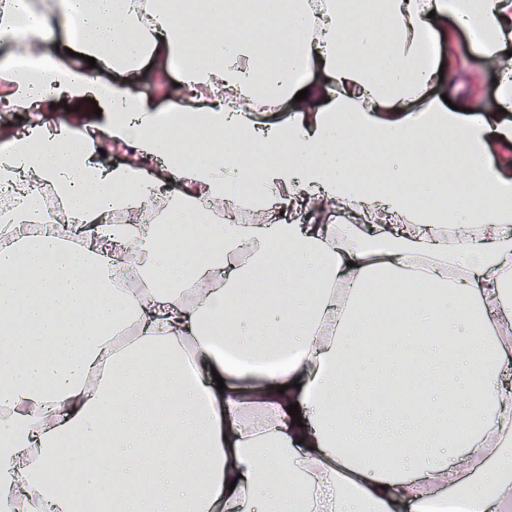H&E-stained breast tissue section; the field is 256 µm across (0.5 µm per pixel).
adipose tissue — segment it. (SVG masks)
I'll list each match as a JSON object with an SVG mask.
<instances>
[{
    "label": "adipose tissue",
    "mask_w": 512,
    "mask_h": 512,
    "mask_svg": "<svg viewBox=\"0 0 512 512\" xmlns=\"http://www.w3.org/2000/svg\"><path fill=\"white\" fill-rule=\"evenodd\" d=\"M371 8L369 0H245L224 27L222 0H210L195 55L190 22L169 0H0L6 33L20 18L34 38L75 18L81 25L63 53L28 44L27 71L0 61L8 109L94 99L109 115L102 137L134 153L104 165L100 137L42 122L0 146V185L16 190L0 212V512H243L261 488L263 512H427L456 471L480 474L462 489L473 512L491 503L512 512V124L470 113L457 87L447 101L434 98L441 61L429 50L442 43L495 59L498 105L512 112V0H380L385 30ZM133 26L147 38L115 53ZM257 27L270 40L255 37ZM476 29L483 40L459 45L457 34ZM272 40L281 67L254 80ZM74 52L111 79L90 78ZM149 57L179 65L183 100L154 104L130 80ZM289 103L291 118L259 120ZM188 112L204 134L247 136L282 161L255 174L216 148L184 167L169 140ZM352 131L368 137L377 182L349 175ZM435 132L464 153L447 175L402 187ZM159 157L177 203L168 219L186 231L170 254L134 219L160 187L148 172ZM470 170L483 175L474 219L439 203ZM24 177L54 192L60 219H46L41 198L19 190ZM255 177L264 186L255 198L234 193V182ZM200 201L258 213L331 201L356 221L212 224ZM74 213L80 223H69ZM118 213L125 223H113ZM123 265L139 288L119 287ZM393 285L414 292L391 304ZM261 288L285 291L277 326L242 334ZM391 316L417 345L451 339L466 380L443 390L449 415L462 420L450 452L428 420L430 374L405 405L409 422L385 418L392 459L382 466L365 449L348 380ZM132 324L133 339L114 347ZM219 338L244 362L227 361ZM281 347L296 353L286 367L257 366ZM246 376L252 386H237ZM252 401L263 409L249 417ZM76 438L95 455L80 503L37 477L58 468ZM274 470L282 482H268Z\"/></svg>",
    "instance_id": "obj_1"
}]
</instances>
